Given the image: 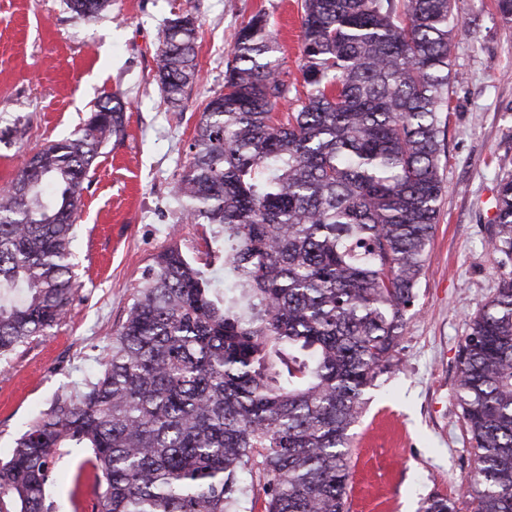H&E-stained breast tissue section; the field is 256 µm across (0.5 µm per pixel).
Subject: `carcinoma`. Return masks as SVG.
Returning a JSON list of instances; mask_svg holds the SVG:
<instances>
[{"label":"carcinoma","instance_id":"carcinoma-1","mask_svg":"<svg viewBox=\"0 0 512 512\" xmlns=\"http://www.w3.org/2000/svg\"><path fill=\"white\" fill-rule=\"evenodd\" d=\"M111 0H67L94 17ZM303 96L265 14L236 32L224 91L200 113L177 183L187 217L224 234V296L177 245L153 259L102 371L62 395L0 460V512H50L54 458L83 446L98 512H348L350 430L396 364L443 185L441 113L455 0H301ZM157 81L198 77L196 19L159 36ZM125 132L101 99L0 191V356L66 315L75 221L99 149ZM487 244L512 264V174ZM476 512H512V270L458 350ZM262 482L263 499L253 480ZM423 512H457L438 495Z\"/></svg>","mask_w":512,"mask_h":512}]
</instances>
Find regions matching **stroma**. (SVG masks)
Instances as JSON below:
<instances>
[{
    "label": "stroma",
    "mask_w": 512,
    "mask_h": 512,
    "mask_svg": "<svg viewBox=\"0 0 512 512\" xmlns=\"http://www.w3.org/2000/svg\"><path fill=\"white\" fill-rule=\"evenodd\" d=\"M301 0H112L96 18L66 0H0V187L41 146L74 133L105 95L127 104L125 135L105 144L84 183L73 261L78 286L48 335L0 360V458L26 424L61 394L99 373L112 334L155 254L169 243L216 284L224 255L215 225L191 223L175 194L200 112L224 88L240 25L270 21L290 72L301 58ZM451 41L459 84L445 126L444 191L397 364L367 387L350 441V512H420L439 495L475 512L466 490L471 445L457 400V354L467 324L493 296L504 269L486 246L496 185L512 173V24L492 0H457ZM192 15L200 78L180 106L157 83L158 36ZM22 120L24 135L8 134ZM51 512H77L96 498L83 448L53 461Z\"/></svg>",
    "instance_id": "35a3bbf8"
}]
</instances>
